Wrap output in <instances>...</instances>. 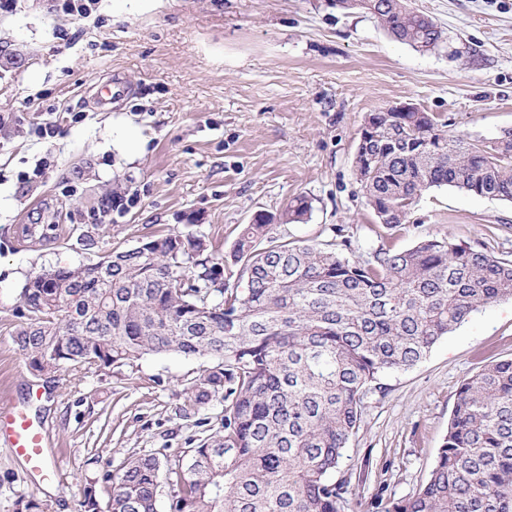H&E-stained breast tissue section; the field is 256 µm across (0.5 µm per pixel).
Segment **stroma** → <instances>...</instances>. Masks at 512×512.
I'll list each match as a JSON object with an SVG mask.
<instances>
[{
    "label": "stroma",
    "mask_w": 512,
    "mask_h": 512,
    "mask_svg": "<svg viewBox=\"0 0 512 512\" xmlns=\"http://www.w3.org/2000/svg\"><path fill=\"white\" fill-rule=\"evenodd\" d=\"M448 36L421 53L331 0H66L0 9V400L44 426L62 482L34 488L0 446V512L34 497L83 512L81 489L132 455L175 456L219 431L224 405L190 401L208 357L148 354L105 370L31 371L12 341L18 294L37 274L103 260L170 228L198 225L229 251L237 227L304 196L307 219L276 232L362 259L439 233L512 260V203L441 187L398 230L366 206L354 163L367 113L410 103L459 135L512 131V0H412ZM121 81L124 94L97 93ZM139 142L136 158L123 148ZM111 196L108 211L100 200ZM94 231L97 244L81 237ZM512 359V300L479 310L367 400L337 477L352 512L422 484L461 381Z\"/></svg>",
    "instance_id": "1"
}]
</instances>
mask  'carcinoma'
<instances>
[{
	"instance_id": "cac0c4a2",
	"label": "carcinoma",
	"mask_w": 512,
	"mask_h": 512,
	"mask_svg": "<svg viewBox=\"0 0 512 512\" xmlns=\"http://www.w3.org/2000/svg\"><path fill=\"white\" fill-rule=\"evenodd\" d=\"M376 19L420 52L444 31L409 0H333ZM355 164L379 223H407L422 193L450 187L512 202V133L451 135L430 112H369ZM311 211L292 200L242 225L229 257L197 229H169L106 263L30 278L13 342L34 372L102 369L146 354L210 357L192 403L224 401L223 430L175 459L127 458L110 512H157L159 473L174 474L169 512H345L335 478L381 378L421 362L472 313L512 299V261L432 234L365 260L297 244L275 223ZM381 512H512V360L460 383L426 481Z\"/></svg>"
}]
</instances>
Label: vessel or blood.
Returning a JSON list of instances; mask_svg holds the SVG:
<instances>
[{
  "label": "vessel or blood",
  "instance_id": "b4317fda",
  "mask_svg": "<svg viewBox=\"0 0 512 512\" xmlns=\"http://www.w3.org/2000/svg\"><path fill=\"white\" fill-rule=\"evenodd\" d=\"M0 444L9 448L15 459L22 461L28 474L44 481L59 477L60 466L49 462L42 425L10 402L0 404Z\"/></svg>",
  "mask_w": 512,
  "mask_h": 512
}]
</instances>
